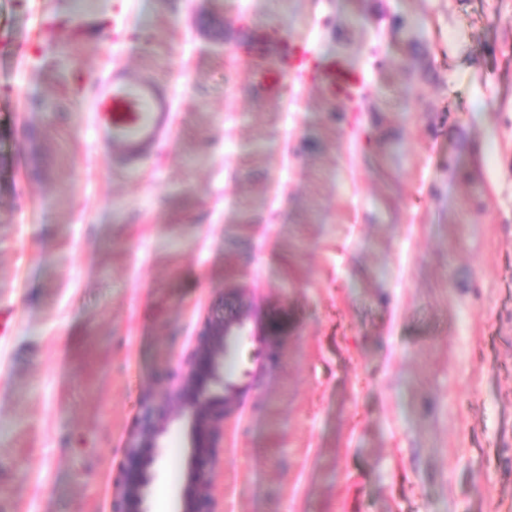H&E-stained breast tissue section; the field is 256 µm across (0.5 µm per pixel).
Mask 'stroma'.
<instances>
[{"label": "stroma", "instance_id": "35a3bbf8", "mask_svg": "<svg viewBox=\"0 0 512 512\" xmlns=\"http://www.w3.org/2000/svg\"><path fill=\"white\" fill-rule=\"evenodd\" d=\"M262 23L353 97H266ZM2 31L0 512H112L143 394L238 287L290 331L260 384L257 342L225 366L219 512H512V0H0ZM116 62L173 92L136 174L89 129Z\"/></svg>", "mask_w": 512, "mask_h": 512}]
</instances>
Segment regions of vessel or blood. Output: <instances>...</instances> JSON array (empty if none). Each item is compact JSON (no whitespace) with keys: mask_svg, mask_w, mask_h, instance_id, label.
<instances>
[{"mask_svg":"<svg viewBox=\"0 0 512 512\" xmlns=\"http://www.w3.org/2000/svg\"><path fill=\"white\" fill-rule=\"evenodd\" d=\"M246 55L261 59L276 54L275 68H257L253 81L267 93L278 96L288 89L290 74H310L317 89L331 100L348 99L358 82L357 74L344 60L334 57L315 59L306 42L284 36L269 24H260L243 39ZM172 96L158 82L132 77L126 67L114 64L97 81L90 105L95 144L107 155L123 162L130 173H137L159 149L172 119Z\"/></svg>","mask_w":512,"mask_h":512,"instance_id":"1","label":"vessel or blood"}]
</instances>
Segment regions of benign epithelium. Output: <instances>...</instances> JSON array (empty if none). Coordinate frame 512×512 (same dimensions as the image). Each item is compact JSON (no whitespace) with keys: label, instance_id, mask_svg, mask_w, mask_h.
Returning a JSON list of instances; mask_svg holds the SVG:
<instances>
[{"label":"benign epithelium","instance_id":"obj_1","mask_svg":"<svg viewBox=\"0 0 512 512\" xmlns=\"http://www.w3.org/2000/svg\"><path fill=\"white\" fill-rule=\"evenodd\" d=\"M288 336V319L274 314L247 288L220 294L174 372L141 399L125 441L112 512H150L147 501L163 437L178 422L187 438L186 481L176 512H217L214 477L224 447V426L241 403L243 388L224 367L246 340L275 360Z\"/></svg>","mask_w":512,"mask_h":512}]
</instances>
